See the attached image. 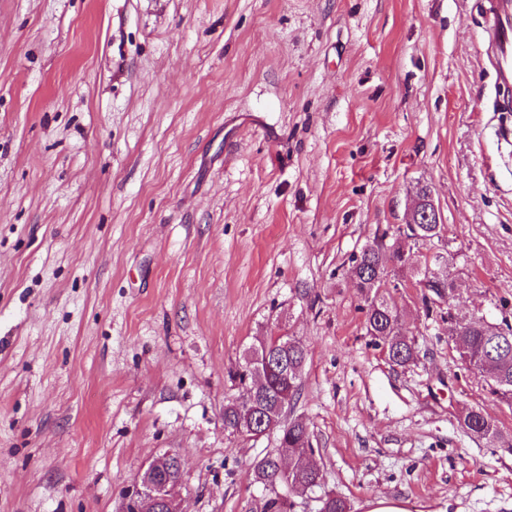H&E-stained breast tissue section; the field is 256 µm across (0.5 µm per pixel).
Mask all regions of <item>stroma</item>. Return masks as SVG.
I'll return each instance as SVG.
<instances>
[{
    "label": "stroma",
    "instance_id": "1",
    "mask_svg": "<svg viewBox=\"0 0 512 512\" xmlns=\"http://www.w3.org/2000/svg\"><path fill=\"white\" fill-rule=\"evenodd\" d=\"M483 0H0V512H120L166 452L182 512H263L274 437L224 429L268 335L307 353L292 410L352 512H512V405L449 316L512 324V112ZM427 186L414 248L454 284L380 289L417 357L387 362L351 259ZM409 224H425L420 233L423 237H431L428 234L430 230L429 224H441L440 213L432 200L428 202H416L413 207L412 220ZM461 426L471 436L485 441L494 448L512 454V442H505L503 436L489 413L480 406H470L462 411L459 418Z\"/></svg>",
    "mask_w": 512,
    "mask_h": 512
}]
</instances>
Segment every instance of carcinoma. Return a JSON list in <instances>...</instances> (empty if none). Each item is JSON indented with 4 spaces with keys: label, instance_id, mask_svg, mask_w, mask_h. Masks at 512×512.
I'll list each match as a JSON object with an SVG mask.
<instances>
[{
    "label": "carcinoma",
    "instance_id": "1",
    "mask_svg": "<svg viewBox=\"0 0 512 512\" xmlns=\"http://www.w3.org/2000/svg\"><path fill=\"white\" fill-rule=\"evenodd\" d=\"M351 274L364 305V325L373 343L387 350L392 364L404 367L416 356L414 341L405 336L400 314L386 297L378 294L381 281L408 260L389 251L383 243L366 245L351 259ZM454 343L468 365L487 375L494 395L512 402V327L503 329L479 318L456 322ZM305 350L292 337L270 335L252 349L232 373L236 395L224 403V429L231 435L255 428L259 436L278 434L279 448L267 451L253 462L254 481L268 492L265 512H287L285 500L297 490L322 487L324 474L312 460L309 431L300 418L285 419L301 387ZM460 423L471 436L512 454V442L503 436L489 413L480 406L462 411ZM320 512H350L340 496L322 499Z\"/></svg>",
    "mask_w": 512,
    "mask_h": 512
}]
</instances>
